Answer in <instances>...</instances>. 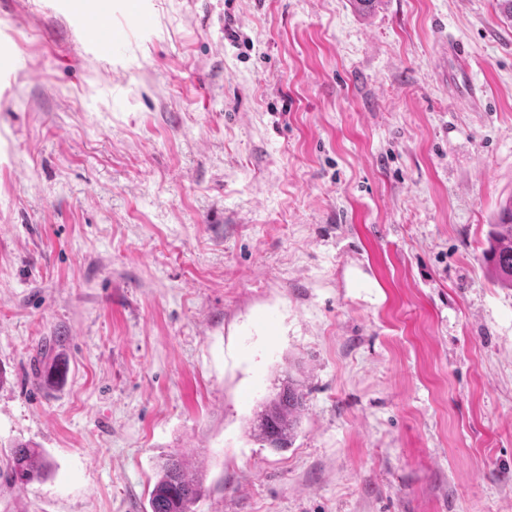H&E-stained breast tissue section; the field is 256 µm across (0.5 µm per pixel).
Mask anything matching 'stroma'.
I'll use <instances>...</instances> for the list:
<instances>
[{"instance_id": "obj_1", "label": "stroma", "mask_w": 512, "mask_h": 512, "mask_svg": "<svg viewBox=\"0 0 512 512\" xmlns=\"http://www.w3.org/2000/svg\"><path fill=\"white\" fill-rule=\"evenodd\" d=\"M98 3L0 0V512H150L168 453L193 512H512L499 0H115L107 52ZM19 442L51 462L21 488ZM78 37L96 50H106L112 46V26L103 17L94 22L81 19L76 24ZM488 248V259L502 284L512 287V197L501 205ZM292 376L286 374L279 391L261 405L251 420L253 434L274 450L290 448L306 407V394Z\"/></svg>"}]
</instances>
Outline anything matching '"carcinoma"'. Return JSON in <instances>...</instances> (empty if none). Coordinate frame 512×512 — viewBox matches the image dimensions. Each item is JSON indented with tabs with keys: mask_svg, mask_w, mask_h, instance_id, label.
Returning <instances> with one entry per match:
<instances>
[{
	"mask_svg": "<svg viewBox=\"0 0 512 512\" xmlns=\"http://www.w3.org/2000/svg\"><path fill=\"white\" fill-rule=\"evenodd\" d=\"M498 280L512 287V198L501 205L493 225L488 248ZM306 407V394L290 375L282 379L279 391L261 405L251 420L253 434L274 450L291 447L300 415ZM47 463L42 451L30 443L14 446L6 472L7 480L23 487L45 476ZM202 483L189 471L179 456H170L160 465L156 482L149 493L151 512H192L201 498Z\"/></svg>",
	"mask_w": 512,
	"mask_h": 512,
	"instance_id": "cac0c4a2",
	"label": "carcinoma"
}]
</instances>
